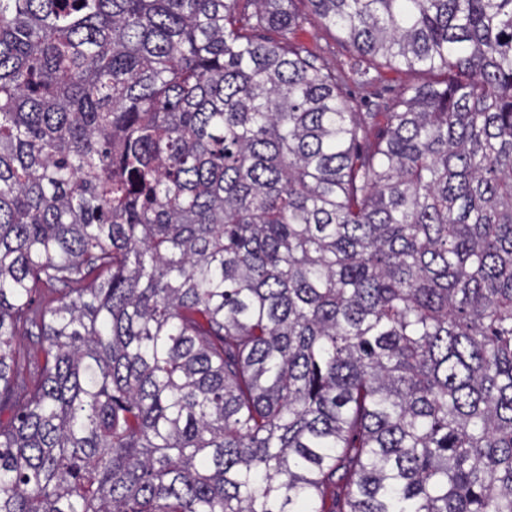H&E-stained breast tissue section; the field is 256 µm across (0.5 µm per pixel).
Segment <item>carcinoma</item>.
I'll use <instances>...</instances> for the list:
<instances>
[{
    "label": "carcinoma",
    "mask_w": 512,
    "mask_h": 512,
    "mask_svg": "<svg viewBox=\"0 0 512 512\" xmlns=\"http://www.w3.org/2000/svg\"><path fill=\"white\" fill-rule=\"evenodd\" d=\"M293 2L0 0V512H512V0ZM294 8L307 18L294 35L297 43L309 48L324 64L341 77L345 95L357 105L360 112H390L394 100L404 89L427 85L439 77L420 69L391 68L382 64L360 62L333 27L326 26L314 15L310 4L297 1ZM370 66L367 81L358 74L359 69Z\"/></svg>",
    "instance_id": "carcinoma-1"
}]
</instances>
